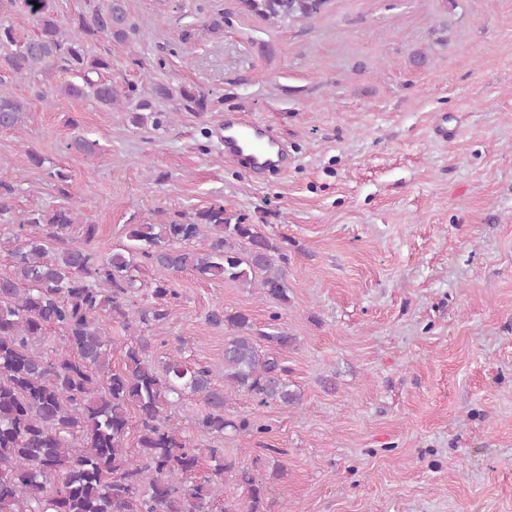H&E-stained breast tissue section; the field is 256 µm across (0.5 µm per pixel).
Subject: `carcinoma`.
Wrapping results in <instances>:
<instances>
[{"mask_svg": "<svg viewBox=\"0 0 512 512\" xmlns=\"http://www.w3.org/2000/svg\"><path fill=\"white\" fill-rule=\"evenodd\" d=\"M92 2L89 13L65 27L54 0H26L38 31L20 40L0 24V72L25 79L60 67L83 78L61 87L67 96L90 93L111 108L129 102L102 77L112 63L85 50L90 40L128 39L133 26L125 0ZM327 2L242 0L247 11L275 22L309 19ZM180 96L186 110L206 109L203 93L183 88ZM26 112L25 100L0 87V128H21ZM78 223V209L68 202L18 218L19 229L40 226L42 236L0 235V249L12 258L11 269L0 272V512H213L217 480L232 464L220 448L192 447L169 409L190 393L204 405L199 428L215 436L228 427L250 434L251 419L224 418L228 397L246 394L259 407L298 405L301 396L280 356L293 337L283 329L255 333L243 311L213 312L211 321L230 332L218 384L211 369L188 362L180 351L159 366L146 360L151 342L142 335L124 345L125 367L111 369L107 322L127 330L162 329L164 301L179 298L168 277L183 270L249 286L286 304L288 256L263 225L245 223L220 203L184 220L132 224L128 244L107 258L90 247L95 224L84 225L82 239L51 247ZM205 236L209 248L199 252L194 242ZM146 268L155 272L153 294L162 303L134 309L127 297ZM49 328L60 330L68 348L54 360L35 351ZM131 406L138 413L134 448L125 446ZM239 479L249 494L247 512H264L262 480L248 469Z\"/></svg>", "mask_w": 512, "mask_h": 512, "instance_id": "carcinoma-1", "label": "carcinoma"}]
</instances>
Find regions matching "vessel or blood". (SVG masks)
Segmentation results:
<instances>
[{"mask_svg": "<svg viewBox=\"0 0 512 512\" xmlns=\"http://www.w3.org/2000/svg\"><path fill=\"white\" fill-rule=\"evenodd\" d=\"M277 139L267 130L250 123L235 121L224 125V155L245 157L251 174L260 175L275 167L272 149Z\"/></svg>", "mask_w": 512, "mask_h": 512, "instance_id": "1", "label": "vessel or blood"}]
</instances>
